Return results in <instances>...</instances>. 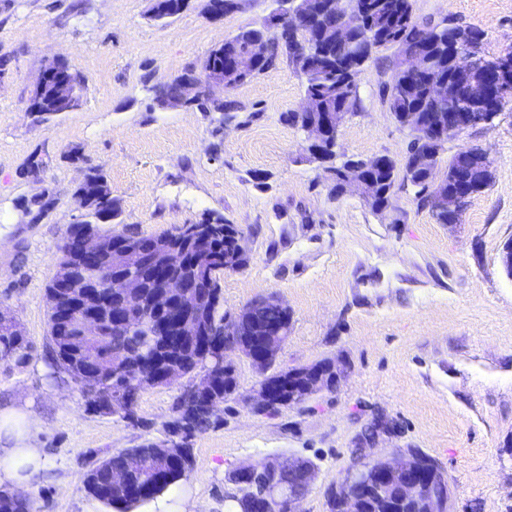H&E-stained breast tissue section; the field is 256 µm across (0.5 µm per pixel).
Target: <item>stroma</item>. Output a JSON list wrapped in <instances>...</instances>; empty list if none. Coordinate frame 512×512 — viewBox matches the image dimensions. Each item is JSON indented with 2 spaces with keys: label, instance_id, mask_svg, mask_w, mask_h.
I'll list each match as a JSON object with an SVG mask.
<instances>
[{
  "label": "stroma",
  "instance_id": "1",
  "mask_svg": "<svg viewBox=\"0 0 512 512\" xmlns=\"http://www.w3.org/2000/svg\"><path fill=\"white\" fill-rule=\"evenodd\" d=\"M212 20L205 0L176 18L151 15L152 0H0V307L31 344L24 365L0 362V406L33 412L47 464L4 489L35 512H106L84 474L102 452L165 439L164 423L184 382L145 390L137 414H91L79 387L50 368L46 288L87 168L102 170L118 210L113 232L156 235L220 216L245 235L246 265L220 276L224 309L273 294L290 313L273 371L330 358L346 363L339 385L266 415L248 401L263 378L231 354L237 389L223 423L198 434L192 463L170 491L136 512H230L229 474L243 465L298 457L315 479L301 512H329L326 493L351 464L365 426L383 414L397 425L376 457L419 448L446 471L451 512H512V275L501 263L512 242V96L493 123L466 130L442 154L478 147L493 162L489 184L460 223H436L410 185L397 182L391 208L372 211L356 192H332L290 122L304 97L292 60L227 90L239 112L156 106L150 86L191 67L240 29L268 22L275 0H235ZM418 22L455 16L481 29L482 50H512V0H412ZM64 59L84 79L81 105L36 121L26 106L49 63ZM391 51L357 76L359 112L341 127L345 156L402 160L409 139L380 87ZM81 158H70L71 149ZM40 161L30 170L31 161ZM41 199L42 218L25 209Z\"/></svg>",
  "mask_w": 512,
  "mask_h": 512
}]
</instances>
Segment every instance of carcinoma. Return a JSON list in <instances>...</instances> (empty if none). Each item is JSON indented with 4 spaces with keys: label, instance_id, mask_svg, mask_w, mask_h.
<instances>
[{
    "label": "carcinoma",
    "instance_id": "cac0c4a2",
    "mask_svg": "<svg viewBox=\"0 0 512 512\" xmlns=\"http://www.w3.org/2000/svg\"><path fill=\"white\" fill-rule=\"evenodd\" d=\"M370 6L361 14L358 22L352 25L351 41L334 39L326 54H321L314 40L316 30L290 32L275 31L276 25L267 27L269 35L260 39L259 28L249 27L240 30L235 36L224 41V44L211 49L203 62L206 72L224 69L226 62L240 54L257 52L258 63L256 74H261L276 67L282 58L287 57L295 63L304 79L305 93L316 98L320 112H338L342 119L357 113L361 99L356 82L337 65L339 58L351 54L360 56L362 62L369 61L381 50H393L391 75L385 84L384 98L388 111L397 122H402L405 112H429L432 109L448 111V101L438 100L430 95L429 83L433 79L443 81L454 80L455 74L464 63L475 69L482 66L480 57L463 54H448V38L463 34L468 39L483 40V32L467 26L460 28L451 25L453 19L447 18L439 23H418L413 16L412 0H369ZM420 51L429 57L430 65L426 72L416 73L407 68L406 59ZM63 79L73 87L81 88L80 77L72 72L67 65H62L58 76L47 79L38 97L30 100L27 112L38 117L39 121L50 120L57 113L70 107V104L59 97L58 79ZM191 107L200 112H222L225 117L237 111L236 104L231 100L213 101L206 96L197 98ZM419 135L409 131V142L403 158V181L415 188L416 199L430 208L433 217L439 224H452L454 218L448 213V207H440L435 200L426 194L427 182H435L438 178V167L441 159H436L427 168L417 166L416 159L422 152L418 145ZM378 181L381 196L370 202L372 208H378L381 202L392 206L395 181L397 178L396 162L389 158L385 165L373 172ZM107 184L105 176L96 168L87 169L83 181L74 191L79 206L84 210V218L67 227L63 241H73V237L83 230L93 231L108 238L112 237V219L117 216L112 200L102 201L95 195L97 184ZM169 240V233L158 235H135L141 254L126 265V273L143 279L146 290L158 287V282L150 274L145 253L160 242ZM227 243L224 233H214L206 244L204 252L181 249L174 266V275L178 279H189L194 276L202 261L212 264L214 280L207 290L208 300L202 304L206 318L208 340L221 344L224 337L240 335V324L233 315L221 311L220 273L226 271L224 253ZM69 257L63 256L58 262V269L48 288L49 327L53 344L51 367L66 373L81 388L83 394L89 388L98 385L114 390L123 401V418H135V408L145 389L140 379L132 374L122 378L121 383L114 386L104 382L105 374L95 375L93 370H103L112 366L115 361L149 360L155 357L153 343L141 329H112L106 336L89 338L81 335L66 314L61 297L74 291L81 281L74 282L71 288L65 287L67 281L66 267ZM248 309L260 321L276 324L281 321L279 308L259 297L248 304ZM170 353L166 360L181 367L184 374L194 373L197 363L192 360L193 352L178 336L169 337ZM28 342L22 334L9 326L0 328V361L23 364L29 357ZM214 368H221V373L210 391L212 409L197 412L183 407V397H178L173 416L165 424V431L178 435L179 463L169 464L160 455L158 444L146 440L134 448L108 453L92 462L84 477L85 491L99 501L111 512H134L147 501L153 500L168 491L187 472L191 464V438L209 429L219 420L215 408L224 405V401L236 390L237 379L233 366L220 367V362L211 363ZM134 455L141 461L139 470L128 476V481L135 486L139 494L135 497L119 495L112 492V471L121 470L126 460ZM266 505L255 493L245 490L237 500L236 512H265ZM31 507L25 500L16 498L11 492L0 491V512H30Z\"/></svg>",
    "mask_w": 512,
    "mask_h": 512
}]
</instances>
